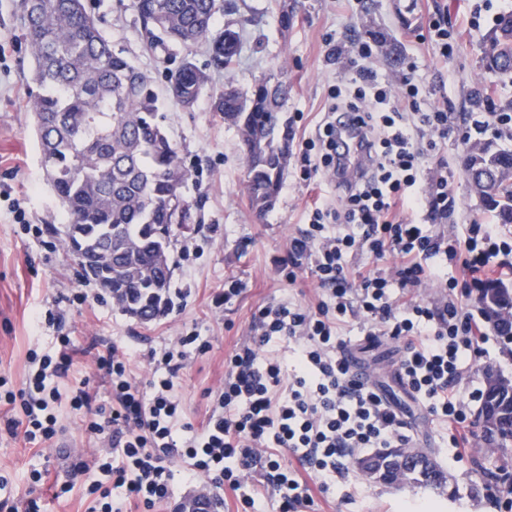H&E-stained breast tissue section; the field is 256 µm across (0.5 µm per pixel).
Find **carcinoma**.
<instances>
[{
  "label": "carcinoma",
  "instance_id": "carcinoma-1",
  "mask_svg": "<svg viewBox=\"0 0 512 512\" xmlns=\"http://www.w3.org/2000/svg\"><path fill=\"white\" fill-rule=\"evenodd\" d=\"M141 33L151 47H212L216 64L228 70L239 49L229 23L215 35L224 0H133ZM32 59L28 98L47 181L64 210L66 252L79 266L91 261L109 283L112 297L130 315L151 320L168 302L172 276L169 249L174 225L187 219L182 188L187 179L165 125L163 99L153 77L112 43L83 0H15ZM501 15L494 33L480 45L483 65L500 72L512 61V25ZM208 76L189 57L170 78L169 93L192 108ZM288 76L260 80L251 94L224 85L218 107L224 121L242 136L252 208L262 214L274 206L288 151L281 142ZM468 171H495L498 179L474 189L512 223V150L472 147ZM481 310L500 342L512 345V288L492 282ZM479 416L485 441L503 452L500 469L512 474V396L484 386ZM389 482L440 485L438 468L413 475L391 471Z\"/></svg>",
  "mask_w": 512,
  "mask_h": 512
}]
</instances>
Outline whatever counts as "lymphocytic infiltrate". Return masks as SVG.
<instances>
[{
  "mask_svg": "<svg viewBox=\"0 0 512 512\" xmlns=\"http://www.w3.org/2000/svg\"><path fill=\"white\" fill-rule=\"evenodd\" d=\"M326 54L345 63L331 85L324 112L302 138L296 163L303 179L332 189L308 213L305 228L289 236L280 261L289 280L311 272L318 288L307 303L283 298L253 315L249 338L224 359V383L209 391L207 425L187 422L174 380L186 361L207 354L208 339L190 331L149 348L152 375L141 381L132 355L107 345L94 358L106 384L98 401L74 373L73 339L62 314H50L55 350L29 349L28 372L12 390L0 378V403L12 411L0 427L43 456L63 455V479L54 497H78L84 512H209L232 493L253 505L251 469L277 491L278 512H309L315 493L347 483L348 460L373 448L411 447L410 424L384 390L351 373L347 319L366 340L401 342L396 381L439 423L463 424L479 388L466 380L469 356H484L487 335L473 310L492 263L512 270V232L497 224L444 228L456 207L448 189L442 146L454 120L447 103L421 95L411 80L382 85L368 62L367 42H336ZM352 112L369 164L359 173L336 171V115ZM437 159L436 171L422 160ZM390 258L385 267H355L356 259ZM438 288L436 301L423 298ZM292 345L284 372L274 346ZM78 416L89 445L63 453L67 428L61 410ZM295 463L288 466L284 455ZM186 503L173 505L176 483Z\"/></svg>",
  "mask_w": 512,
  "mask_h": 512,
  "instance_id": "1",
  "label": "lymphocytic infiltrate"
}]
</instances>
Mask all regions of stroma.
I'll return each instance as SVG.
<instances>
[{
	"label": "stroma",
	"mask_w": 512,
	"mask_h": 512,
	"mask_svg": "<svg viewBox=\"0 0 512 512\" xmlns=\"http://www.w3.org/2000/svg\"><path fill=\"white\" fill-rule=\"evenodd\" d=\"M280 0H224L215 19L216 30L241 22V42L231 69L214 67L204 45L184 50L147 48L139 36L140 22L133 0H85L114 50L151 72L166 88L183 57L209 76L194 107L174 100L165 104L166 125L182 164L189 173L183 196L189 209L186 227L176 229L170 247L173 291L167 316L143 323L113 304L94 280L82 275L60 240L65 219L48 185L32 121L27 111L31 69L28 43L14 16L15 0H0V376L20 387L27 370L29 348L50 347L54 331L37 323V314L63 313L76 348L104 338L130 348L141 378H149V347L197 330L211 343L206 355L187 361L175 380V390L187 410L194 432L206 426L207 389L224 380V358L248 333L255 309L291 297L308 302L316 281L309 274L288 282L277 268L289 235L305 224V215L320 196L319 182L300 179L288 165L274 206L256 214L247 192V166L237 127L214 110L225 84L251 92L264 77L287 71L291 92L286 116L295 134L312 130L320 119L331 85L341 78L340 63L328 60L326 42L367 41L379 48L371 61L379 78L409 77L431 89L444 86L448 109L471 111L469 94L475 85L488 88L495 104L512 101V81L484 68L479 47L497 18L512 11V0H298L288 29L279 24ZM441 15L448 28V53L440 55L429 33L431 16ZM455 125L444 149L449 188L458 205L452 224H496L500 217L470 185L466 175L469 143ZM19 203L29 223L42 226L33 235L16 224L10 211ZM241 280L244 293L232 303L214 307V294L227 278ZM85 289L84 305L70 304L76 289ZM346 334L351 349L370 379L380 383L392 403L415 423L414 444L427 449L447 477L440 486L372 483L353 474L347 485L314 497L311 512H404L428 504L430 512H495L497 458L495 449H479L475 458L448 460L450 432L426 417L400 388L392 373L399 344L388 337L363 340L356 323ZM58 457L42 458L22 441L0 434V469L9 472L20 489H27L30 472L42 467L57 474Z\"/></svg>",
	"instance_id": "stroma-1"
}]
</instances>
